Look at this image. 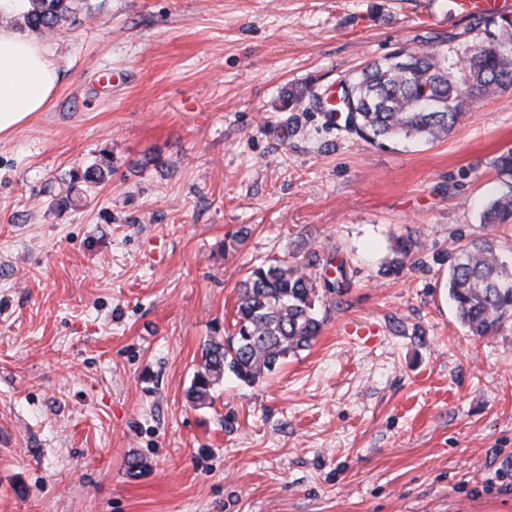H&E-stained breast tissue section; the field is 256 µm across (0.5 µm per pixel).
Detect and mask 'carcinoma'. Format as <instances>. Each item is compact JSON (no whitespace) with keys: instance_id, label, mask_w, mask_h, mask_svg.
Returning a JSON list of instances; mask_svg holds the SVG:
<instances>
[{"instance_id":"carcinoma-1","label":"carcinoma","mask_w":512,"mask_h":512,"mask_svg":"<svg viewBox=\"0 0 512 512\" xmlns=\"http://www.w3.org/2000/svg\"><path fill=\"white\" fill-rule=\"evenodd\" d=\"M75 0H30L25 27L46 37L56 33L74 13ZM467 33L470 52L450 57L438 49L401 48L347 76L352 112L344 128L369 144L399 140L439 141L464 120L475 100L512 89V22L484 13ZM504 190L488 199L480 223L512 224V149L492 162ZM111 175L110 162L99 159L70 173L71 182L92 187ZM420 250L406 239L400 258L389 265L397 272ZM317 254L304 262L274 260L251 268L240 283L233 330L208 339L188 399L206 405L214 386L232 375L251 385L291 354L311 346L319 335ZM448 297L459 323L473 336H492L512 321V252L491 238L471 239L448 255Z\"/></svg>"}]
</instances>
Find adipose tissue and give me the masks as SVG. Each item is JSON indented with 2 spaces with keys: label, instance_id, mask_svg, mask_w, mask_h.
Listing matches in <instances>:
<instances>
[{
  "label": "adipose tissue",
  "instance_id": "adipose-tissue-1",
  "mask_svg": "<svg viewBox=\"0 0 512 512\" xmlns=\"http://www.w3.org/2000/svg\"><path fill=\"white\" fill-rule=\"evenodd\" d=\"M57 68L37 39L0 28V138L10 137L44 111Z\"/></svg>",
  "mask_w": 512,
  "mask_h": 512
}]
</instances>
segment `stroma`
Instances as JSON below:
<instances>
[{
    "mask_svg": "<svg viewBox=\"0 0 512 512\" xmlns=\"http://www.w3.org/2000/svg\"><path fill=\"white\" fill-rule=\"evenodd\" d=\"M75 7L43 40L60 76L45 110L0 141V512H512V325L469 335L443 294L501 188L512 90L436 143L370 145L315 105L397 48L462 52L471 16L457 0ZM103 156L105 183H70ZM407 238L422 249L390 273ZM310 250L311 347L193 406L247 271Z\"/></svg>",
    "mask_w": 512,
    "mask_h": 512,
    "instance_id": "1",
    "label": "stroma"
}]
</instances>
